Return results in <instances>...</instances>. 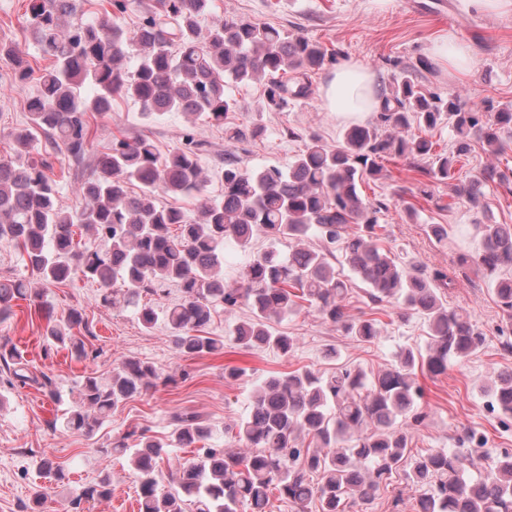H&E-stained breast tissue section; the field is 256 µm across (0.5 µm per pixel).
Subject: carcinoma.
Wrapping results in <instances>:
<instances>
[{"label": "carcinoma", "mask_w": 512, "mask_h": 512, "mask_svg": "<svg viewBox=\"0 0 512 512\" xmlns=\"http://www.w3.org/2000/svg\"><path fill=\"white\" fill-rule=\"evenodd\" d=\"M212 0H159L142 13L128 32L108 14L83 17L79 0H29L30 25L52 65L28 102L30 128L10 134L0 156V243L13 245L45 285L63 284L76 275L96 281L105 303L135 309L146 329L163 321L176 352L186 358L214 354L224 342L203 335L217 305L248 306L251 317L232 331L241 347L274 349L284 356L297 348L293 336L277 333L272 322L308 304L324 319L362 343L378 336V320L352 318L346 312L349 278L365 285L370 303L393 300L401 315L418 314L428 323L425 350L405 348L392 368L369 375L360 368L338 369L329 377L311 371L273 374L255 386L249 411L235 424L243 448L200 447L197 460L168 474L161 488L159 463L171 447L191 448L211 438L212 428L195 412L173 416L168 441L133 430L112 443L127 457L139 482V512H267L278 491L304 506L319 501V512H349L356 501H369L392 472L407 464L406 481L418 494L417 512H512V453H504L485 477L468 470L478 460L439 450L406 462L413 432L426 418L418 401L423 390L418 369L433 375L448 363L476 352L484 333L468 315L444 304L441 289L448 276L415 263H402L379 247L378 217L383 199H363L362 184L380 179L382 161L404 158L422 177L454 178V163L482 143L493 161L469 184L456 188L477 207L482 188L495 184L512 193V174L500 168L512 137V108L485 118L461 97L448 99L404 75L381 88V105L372 123L353 125L330 146L314 138L287 166L253 169L234 157L224 159V194L207 198L193 222L159 196L200 193L205 178L200 143L162 157L147 137L115 139L97 160L96 173L78 187L82 205L67 211L57 202L50 166L32 157L33 132L39 130L53 151L79 161L89 143L88 114L108 112L112 96L122 94L141 105L143 115L183 112L211 125L224 124L234 103L224 83L265 81V107L273 112L291 99L311 93V74L336 60L335 52L304 36L233 15L218 19L207 35L199 19ZM93 97L83 95L85 87ZM455 131L452 154L437 153L434 143L412 128L431 129L443 118ZM135 181L140 192L130 194ZM92 230L103 248L75 240V228ZM480 248L471 263L491 277L494 294L507 320L502 335L512 334V224H480ZM257 235L288 238L297 247L282 257L256 253L232 282L224 281V249H246ZM316 237L321 245L305 241ZM168 284L181 288V301L158 309L143 301ZM42 292L22 279L0 280V320L12 314V302ZM47 320V346L67 349L79 360L93 361L81 333L93 335L86 313L73 308L60 318L40 303ZM0 374L7 388L31 382L51 399L60 398L52 379L35 377L17 349L0 345ZM157 369L127 358L103 378L82 376L72 402L48 426L91 434L118 406L157 386ZM499 410L512 416V373H501L487 388ZM314 447L299 446V436ZM49 485L35 491L30 512H44L52 486L65 479L51 459L41 462ZM319 481L313 482L312 475ZM112 494L109 476L85 489L87 501Z\"/></svg>", "instance_id": "obj_1"}]
</instances>
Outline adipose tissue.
I'll return each mask as SVG.
<instances>
[{"mask_svg":"<svg viewBox=\"0 0 512 512\" xmlns=\"http://www.w3.org/2000/svg\"><path fill=\"white\" fill-rule=\"evenodd\" d=\"M373 83L372 73L358 63L342 64L323 89L327 111L349 121L360 120L363 115L378 111L380 101Z\"/></svg>","mask_w":512,"mask_h":512,"instance_id":"1","label":"adipose tissue"}]
</instances>
